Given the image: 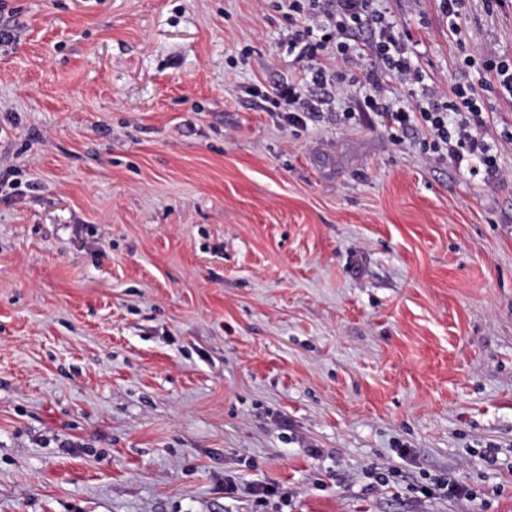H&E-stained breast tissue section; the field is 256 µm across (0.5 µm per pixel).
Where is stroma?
Returning <instances> with one entry per match:
<instances>
[{"label":"stroma","mask_w":512,"mask_h":512,"mask_svg":"<svg viewBox=\"0 0 512 512\" xmlns=\"http://www.w3.org/2000/svg\"><path fill=\"white\" fill-rule=\"evenodd\" d=\"M1 1L0 512H512V96L487 180L264 107L286 0ZM376 8L438 94L512 57V0ZM435 488H431L426 485L421 488L420 493L424 497H430L434 495L436 490L442 491L444 495L448 497L450 500H467V501H475L477 497V492L471 489L466 484L461 483L455 477L451 476H442L434 479V482L431 483Z\"/></svg>","instance_id":"1"}]
</instances>
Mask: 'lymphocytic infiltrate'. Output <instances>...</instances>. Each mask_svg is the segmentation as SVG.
<instances>
[{
  "mask_svg": "<svg viewBox=\"0 0 512 512\" xmlns=\"http://www.w3.org/2000/svg\"><path fill=\"white\" fill-rule=\"evenodd\" d=\"M316 3L288 0V49L302 71L299 80L275 93L274 104L288 124H298L305 114L330 108L325 93L330 72L321 61L327 42L321 34L332 29L338 53L353 61L365 55L371 61L365 80L351 82L352 96L361 106L354 120L379 125L394 140L411 127L420 126L426 131L424 147L436 159L467 164L473 175L496 176L497 159L486 139L480 95L472 84L456 85L446 97L427 92V106L415 110L395 106L383 92L384 77L393 74L409 84L416 83L417 77L393 22L375 8L374 0H336L335 12L326 15ZM364 29L370 31L371 40L361 51L349 42L348 35Z\"/></svg>",
  "mask_w": 512,
  "mask_h": 512,
  "instance_id": "f902f5d3",
  "label": "lymphocytic infiltrate"
}]
</instances>
